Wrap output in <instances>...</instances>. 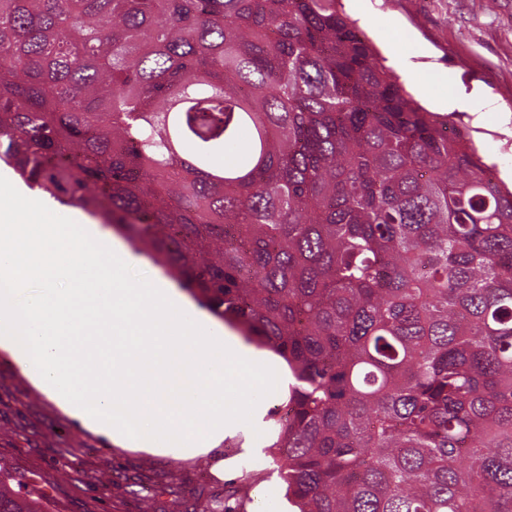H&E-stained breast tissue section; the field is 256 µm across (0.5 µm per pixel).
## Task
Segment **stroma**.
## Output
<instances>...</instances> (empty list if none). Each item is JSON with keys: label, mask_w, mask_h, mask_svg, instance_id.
<instances>
[{"label": "stroma", "mask_w": 512, "mask_h": 512, "mask_svg": "<svg viewBox=\"0 0 512 512\" xmlns=\"http://www.w3.org/2000/svg\"><path fill=\"white\" fill-rule=\"evenodd\" d=\"M380 57L397 48L415 78L406 90L428 111L464 91L453 110L498 177L512 183V0H342ZM286 399L264 397L252 424L234 423L209 453L185 458L112 444L64 414L0 349V489L33 481L39 512H167L171 492L219 507L236 491V512H259L272 500L292 512L285 485L269 472L264 434ZM142 485L126 492L123 476Z\"/></svg>", "instance_id": "1"}]
</instances>
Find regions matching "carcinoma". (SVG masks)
Here are the masks:
<instances>
[{"instance_id":"obj_1","label":"carcinoma","mask_w":512,"mask_h":512,"mask_svg":"<svg viewBox=\"0 0 512 512\" xmlns=\"http://www.w3.org/2000/svg\"><path fill=\"white\" fill-rule=\"evenodd\" d=\"M0 162L283 359L299 512H512V189L340 0H0Z\"/></svg>"}]
</instances>
